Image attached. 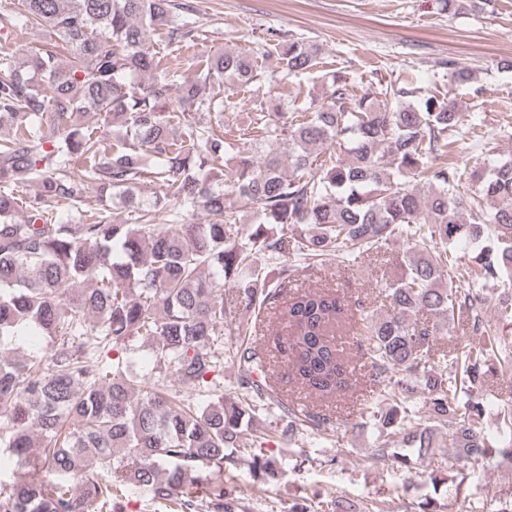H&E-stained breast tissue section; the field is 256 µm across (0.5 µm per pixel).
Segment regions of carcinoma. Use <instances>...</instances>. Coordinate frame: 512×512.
I'll list each match as a JSON object with an SVG mask.
<instances>
[{"mask_svg": "<svg viewBox=\"0 0 512 512\" xmlns=\"http://www.w3.org/2000/svg\"><path fill=\"white\" fill-rule=\"evenodd\" d=\"M197 14L191 0H12L0 12L1 30L49 35L21 62L0 56V512H112L128 485L166 512H243L222 482L198 495L201 479L242 458L258 479L285 473L295 430L332 422L303 398L325 402L360 382L382 437L371 459L410 471L446 448L465 468L494 454L512 463V446L482 433L475 395L485 376L512 369V298L498 299L492 325L479 289L512 281V161L471 173L437 164L466 139L456 98L408 82L352 98L335 76L327 102L301 119L256 100L235 149L223 122L230 93L297 78L316 51L283 33L276 74L235 50L189 78L159 70L147 43L194 41ZM446 66L454 82L472 79ZM86 112L105 116L112 137L79 124ZM90 184L131 223L106 207L85 216ZM233 197L252 204L247 230ZM62 205L73 223H61ZM459 240L475 252L463 265L448 250ZM401 241L410 252L376 281L385 307L348 302L321 280L288 300L287 334L265 316L294 272L333 258L348 267ZM459 265L472 287L456 286ZM242 317L238 338H224ZM348 320L357 361L337 337ZM454 323L474 342L435 348ZM29 332L50 340L48 354H16ZM138 339L152 358L143 369L130 355ZM226 363L238 369L233 400ZM283 369L295 396L276 382ZM20 468L28 477L10 479ZM326 506L392 512L376 499Z\"/></svg>", "mask_w": 512, "mask_h": 512, "instance_id": "1", "label": "carcinoma"}]
</instances>
